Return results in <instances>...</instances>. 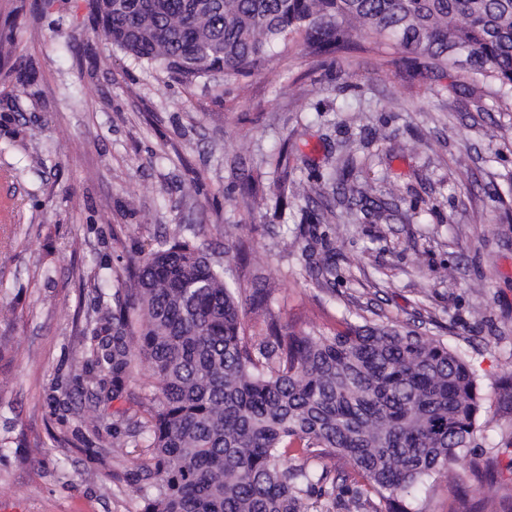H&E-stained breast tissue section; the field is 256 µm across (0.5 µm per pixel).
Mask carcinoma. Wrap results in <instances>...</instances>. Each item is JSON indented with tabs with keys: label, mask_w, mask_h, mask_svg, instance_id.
<instances>
[{
	"label": "carcinoma",
	"mask_w": 512,
	"mask_h": 512,
	"mask_svg": "<svg viewBox=\"0 0 512 512\" xmlns=\"http://www.w3.org/2000/svg\"><path fill=\"white\" fill-rule=\"evenodd\" d=\"M90 21L186 85L257 70L299 40L311 55L345 52L362 31L427 71L481 78L512 112V0H90ZM310 268L332 273V255ZM252 281L242 295L202 245L176 237L112 269V316L83 393L118 399L140 367L156 380L138 411L113 415L100 446L145 442L137 510L318 512L324 498L359 512L363 486L306 461L323 448L353 463L384 503L377 512H408L405 498L448 478L474 442L481 397L465 355L397 324L298 329L273 308L275 288ZM288 455L305 462L288 467ZM475 478L494 491L497 464Z\"/></svg>",
	"instance_id": "obj_1"
}]
</instances>
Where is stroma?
Segmentation results:
<instances>
[{"instance_id":"obj_1","label":"stroma","mask_w":512,"mask_h":512,"mask_svg":"<svg viewBox=\"0 0 512 512\" xmlns=\"http://www.w3.org/2000/svg\"><path fill=\"white\" fill-rule=\"evenodd\" d=\"M89 13L88 0H0V32L18 28L0 65V303L15 308L0 320V512H136L146 448L102 455L77 440L126 406L75 407L85 315L111 310L117 257L179 229L242 284L273 283L284 320L313 330L351 309L464 352L481 394L476 445L411 510L483 498L474 461L512 448L499 382L512 366V113L455 68L425 75L362 37L336 63L278 53L187 87L129 60ZM349 157L348 187L393 199L389 218L280 204L307 179L334 198L328 174ZM310 250L334 253V288L311 279Z\"/></svg>"}]
</instances>
